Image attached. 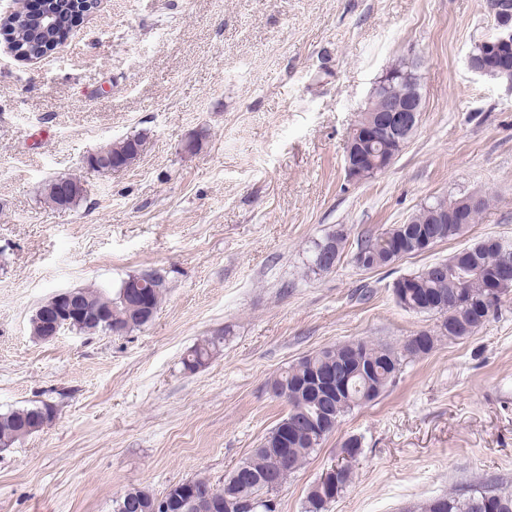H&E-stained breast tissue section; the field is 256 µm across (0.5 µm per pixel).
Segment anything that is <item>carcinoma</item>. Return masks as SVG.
<instances>
[{
    "mask_svg": "<svg viewBox=\"0 0 512 512\" xmlns=\"http://www.w3.org/2000/svg\"><path fill=\"white\" fill-rule=\"evenodd\" d=\"M47 10L55 20L51 28L20 13L0 23V29L21 57L33 59L44 56L70 32L72 6L68 0H50ZM145 141L146 136L143 134L128 136L104 147L105 154L112 159L113 164L127 168L138 159ZM58 182L59 179L54 178L42 187L44 199L55 208L71 209L85 197L86 190L78 186L68 198H60L55 191ZM488 203L489 199L482 198L477 207L466 212L463 221L455 219L444 227L429 223L432 211L448 208V201L435 200L399 225V230L410 241L427 236L436 237L438 243L446 241L463 234L469 225L476 222ZM394 234L395 230L389 229L364 237L358 245L355 259L366 260V267L371 270L390 265L397 260ZM506 255L512 256V244L489 237L454 253L445 260L446 267L442 271L435 262L411 275L408 288L404 289L403 298L398 301L409 312L440 316L442 305L455 297L463 298V303L446 316L436 329L419 332L423 344H406L403 351L398 352L391 347L365 340L340 343L308 355L275 375L270 381L274 395L281 399L283 392H290L288 398H283L288 404V411L282 420L301 422L298 432L282 445L275 433L269 432L258 447L224 477L220 488L214 487L205 477L179 483L169 512H202L203 507L196 495L202 489L211 491L214 512H259L261 508L264 512H272L261 499L262 495L271 492L267 483L274 479L277 485H283L321 447L325 438L315 432L320 422L329 421V432H334L341 418L348 412L377 399L395 383L406 359L429 354L443 337L469 336L483 325L480 321L481 310L484 298L488 295L489 284L482 272L497 266ZM164 288L163 278L156 276L147 289L148 297L141 303V308L135 311L124 306L117 293L89 286L82 289L81 294L87 306L104 312L112 319V323L129 332L146 325L143 313L158 310ZM67 329L81 333L109 332V328L102 322L89 324L73 319ZM223 341L222 336H212L196 344L182 360L184 369L195 371L205 365ZM354 349L357 350L358 363L346 390L322 399L313 397L308 391V377L337 365ZM39 410L41 407L30 405L0 413V441L13 443L18 437L27 434L26 419ZM351 481V467L345 464L337 474L336 485L312 488L305 501L304 512H327L328 505L349 487ZM154 498L155 495L146 490L129 489L113 501V512H152L151 501ZM419 512H512V493L492 485L454 490L424 502L419 506Z\"/></svg>",
    "mask_w": 512,
    "mask_h": 512,
    "instance_id": "1",
    "label": "carcinoma"
}]
</instances>
